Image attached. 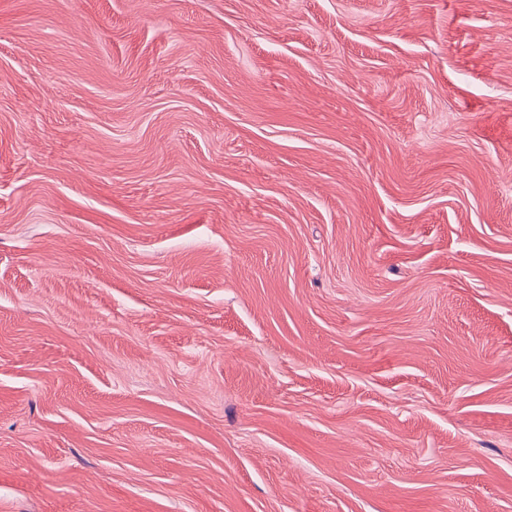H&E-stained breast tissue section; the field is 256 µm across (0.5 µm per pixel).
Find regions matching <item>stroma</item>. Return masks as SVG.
Masks as SVG:
<instances>
[{"mask_svg": "<svg viewBox=\"0 0 512 512\" xmlns=\"http://www.w3.org/2000/svg\"><path fill=\"white\" fill-rule=\"evenodd\" d=\"M0 512H512V0H0Z\"/></svg>", "mask_w": 512, "mask_h": 512, "instance_id": "stroma-1", "label": "stroma"}]
</instances>
